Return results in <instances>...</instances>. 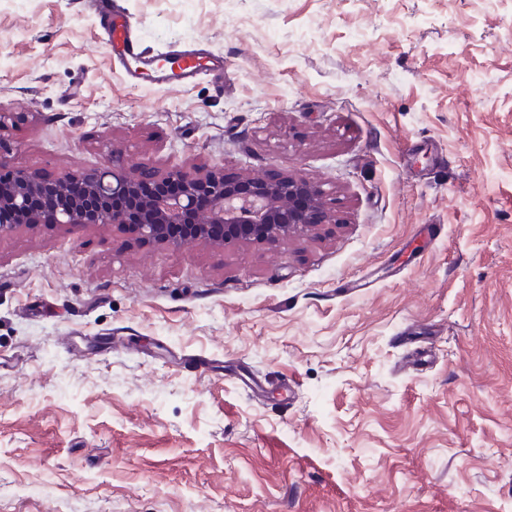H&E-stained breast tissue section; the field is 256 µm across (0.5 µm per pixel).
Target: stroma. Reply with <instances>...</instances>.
Returning <instances> with one entry per match:
<instances>
[{"label":"stroma","instance_id":"obj_1","mask_svg":"<svg viewBox=\"0 0 512 512\" xmlns=\"http://www.w3.org/2000/svg\"><path fill=\"white\" fill-rule=\"evenodd\" d=\"M0 0V160L320 183L265 244L0 235V512H512V0ZM115 1L93 0V3L95 12L108 21L106 45L112 59L125 68L131 84H138L144 76H151L160 85L188 84L196 76L199 70L197 61L200 60H205L207 67L216 75L224 73V60L207 55L201 48L182 51L184 65L178 69L160 66L155 57L141 47L132 22L119 13Z\"/></svg>","mask_w":512,"mask_h":512}]
</instances>
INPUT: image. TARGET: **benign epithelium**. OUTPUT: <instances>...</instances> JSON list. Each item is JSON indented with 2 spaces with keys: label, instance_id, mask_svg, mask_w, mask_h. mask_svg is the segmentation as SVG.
Instances as JSON below:
<instances>
[{
  "label": "benign epithelium",
  "instance_id": "7a95c632",
  "mask_svg": "<svg viewBox=\"0 0 512 512\" xmlns=\"http://www.w3.org/2000/svg\"><path fill=\"white\" fill-rule=\"evenodd\" d=\"M168 182L179 183L181 192H167L164 184ZM47 183L58 204L37 209L33 199ZM117 198L126 199L128 206H112L111 200ZM2 211L18 219L14 224H1V234L43 224H118L132 228L141 239L177 247L203 239L219 244L231 240L261 243L337 223L321 186L299 176L234 179L224 176L222 166L206 172L174 167L156 175L115 161L93 172L50 181L13 169L9 178L0 176ZM188 215L194 223L185 225Z\"/></svg>",
  "mask_w": 512,
  "mask_h": 512
}]
</instances>
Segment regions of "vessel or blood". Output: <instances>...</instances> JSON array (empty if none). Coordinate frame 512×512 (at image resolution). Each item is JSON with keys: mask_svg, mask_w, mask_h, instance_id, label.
Wrapping results in <instances>:
<instances>
[{"mask_svg": "<svg viewBox=\"0 0 512 512\" xmlns=\"http://www.w3.org/2000/svg\"><path fill=\"white\" fill-rule=\"evenodd\" d=\"M94 8L102 18L107 19V48L113 61L125 68L131 84L146 76L152 77L160 85L190 83L198 72L199 61H206L215 74H223L224 62L220 58L206 54L204 49L194 48L183 51L184 63L178 68H164L155 57L145 52L133 31L131 21L122 16L115 0H93Z\"/></svg>", "mask_w": 512, "mask_h": 512, "instance_id": "b4317fda", "label": "vessel or blood"}]
</instances>
